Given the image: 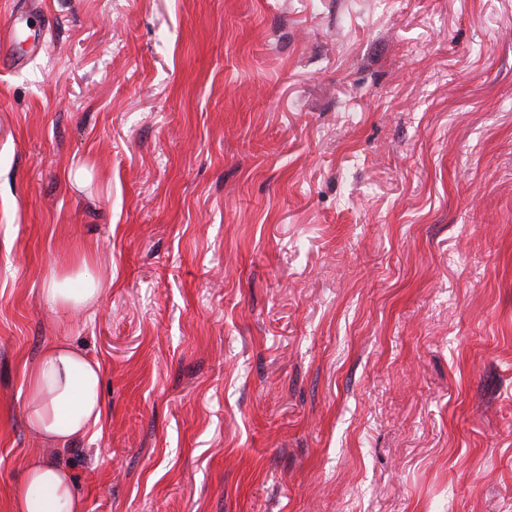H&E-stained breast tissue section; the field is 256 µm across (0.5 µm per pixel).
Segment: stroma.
Segmentation results:
<instances>
[{"label": "stroma", "mask_w": 512, "mask_h": 512, "mask_svg": "<svg viewBox=\"0 0 512 512\" xmlns=\"http://www.w3.org/2000/svg\"><path fill=\"white\" fill-rule=\"evenodd\" d=\"M42 13L0 66V512L56 338L105 369L85 512H512V0ZM89 247L109 288L50 307Z\"/></svg>", "instance_id": "stroma-1"}]
</instances>
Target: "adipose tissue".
<instances>
[{
  "instance_id": "1",
  "label": "adipose tissue",
  "mask_w": 512,
  "mask_h": 512,
  "mask_svg": "<svg viewBox=\"0 0 512 512\" xmlns=\"http://www.w3.org/2000/svg\"><path fill=\"white\" fill-rule=\"evenodd\" d=\"M104 284L95 278L74 282L54 277L43 289L56 308L80 312L99 301ZM104 371L98 360L63 339L46 343L26 367L24 418L46 446L26 459L6 512H85V502L61 456L80 439L100 429L105 416Z\"/></svg>"
}]
</instances>
